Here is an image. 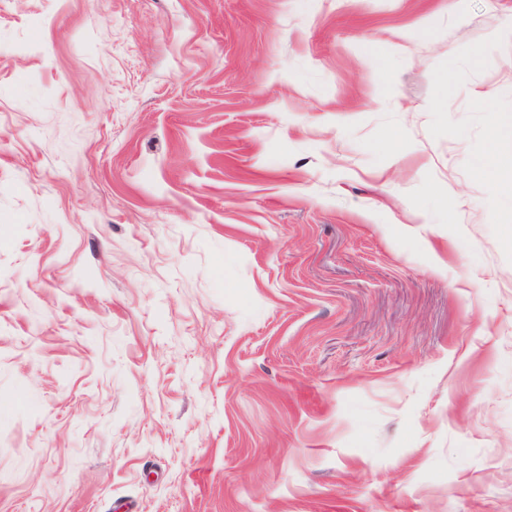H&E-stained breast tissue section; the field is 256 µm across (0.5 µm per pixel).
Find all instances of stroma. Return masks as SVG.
<instances>
[{"mask_svg": "<svg viewBox=\"0 0 512 512\" xmlns=\"http://www.w3.org/2000/svg\"><path fill=\"white\" fill-rule=\"evenodd\" d=\"M506 23L0 0V512H512Z\"/></svg>", "mask_w": 512, "mask_h": 512, "instance_id": "35a3bbf8", "label": "stroma"}]
</instances>
